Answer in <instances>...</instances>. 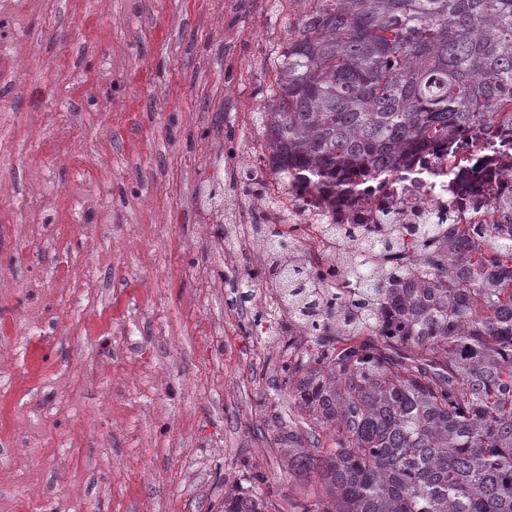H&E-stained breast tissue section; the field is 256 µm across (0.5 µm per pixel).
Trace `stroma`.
Returning a JSON list of instances; mask_svg holds the SVG:
<instances>
[{"label": "stroma", "instance_id": "stroma-1", "mask_svg": "<svg viewBox=\"0 0 512 512\" xmlns=\"http://www.w3.org/2000/svg\"><path fill=\"white\" fill-rule=\"evenodd\" d=\"M299 0H0V512H219L288 473L233 155ZM212 301L195 298L200 272Z\"/></svg>", "mask_w": 512, "mask_h": 512}]
</instances>
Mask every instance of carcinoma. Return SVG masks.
Listing matches in <instances>:
<instances>
[{
	"label": "carcinoma",
	"instance_id": "cac0c4a2",
	"mask_svg": "<svg viewBox=\"0 0 512 512\" xmlns=\"http://www.w3.org/2000/svg\"><path fill=\"white\" fill-rule=\"evenodd\" d=\"M273 58L265 132L283 178L348 180L467 133L512 127V0H298ZM491 224H421L418 265L361 241L338 292L304 264L269 269L312 347L282 362L307 432L288 471L315 484L293 512H512V199ZM222 512H278L256 472Z\"/></svg>",
	"mask_w": 512,
	"mask_h": 512
}]
</instances>
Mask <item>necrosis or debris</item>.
<instances>
[{"instance_id":"4bbe7bcc","label":"necrosis or debris","mask_w":512,"mask_h":512,"mask_svg":"<svg viewBox=\"0 0 512 512\" xmlns=\"http://www.w3.org/2000/svg\"><path fill=\"white\" fill-rule=\"evenodd\" d=\"M459 152L476 162L489 161L490 181L469 180L466 167L450 162L443 146L401 171L368 173L352 193L258 171V189L250 201L263 215L267 231L295 243L312 268L329 270L357 240L345 237L329 243L324 225L355 224L368 233L382 224H476L500 194L512 196L511 145L470 138L460 143Z\"/></svg>"}]
</instances>
